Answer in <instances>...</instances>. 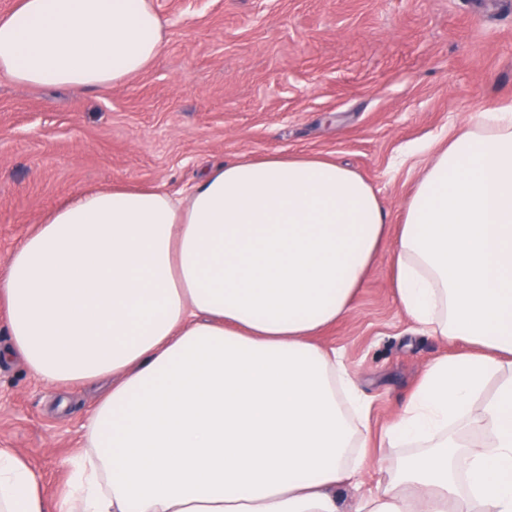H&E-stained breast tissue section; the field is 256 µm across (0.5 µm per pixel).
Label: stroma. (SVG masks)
Masks as SVG:
<instances>
[{"instance_id":"1","label":"stroma","mask_w":512,"mask_h":512,"mask_svg":"<svg viewBox=\"0 0 512 512\" xmlns=\"http://www.w3.org/2000/svg\"><path fill=\"white\" fill-rule=\"evenodd\" d=\"M154 63L90 91L0 75V266L62 201L116 184L179 195L207 168L274 152L330 156L377 191L397 234L428 154L478 110L512 101V14L498 0H153ZM376 256L352 310L317 341L338 351L382 433L433 360L464 350L420 330ZM98 386H52L0 360V448L51 495L85 448Z\"/></svg>"}]
</instances>
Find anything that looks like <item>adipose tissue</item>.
Returning a JSON list of instances; mask_svg holds the SVG:
<instances>
[{
	"mask_svg": "<svg viewBox=\"0 0 512 512\" xmlns=\"http://www.w3.org/2000/svg\"><path fill=\"white\" fill-rule=\"evenodd\" d=\"M164 37L153 0H18L0 74L114 86ZM387 238L374 188L317 155L227 162L182 198L70 197L0 268L10 350L50 385L113 384L58 499L0 448V512H342L371 458L368 413L316 338ZM392 271L409 318L470 350L426 367L385 431L416 453L351 512H512L511 104L435 150Z\"/></svg>",
	"mask_w": 512,
	"mask_h": 512,
	"instance_id": "adipose-tissue-1",
	"label": "adipose tissue"
}]
</instances>
